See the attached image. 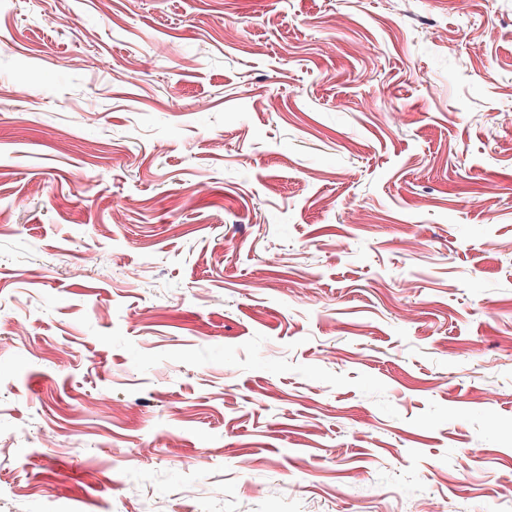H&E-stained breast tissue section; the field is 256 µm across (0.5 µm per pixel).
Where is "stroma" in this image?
<instances>
[{
  "instance_id": "stroma-1",
  "label": "stroma",
  "mask_w": 512,
  "mask_h": 512,
  "mask_svg": "<svg viewBox=\"0 0 512 512\" xmlns=\"http://www.w3.org/2000/svg\"><path fill=\"white\" fill-rule=\"evenodd\" d=\"M506 112L512 0H0V512H502Z\"/></svg>"
}]
</instances>
